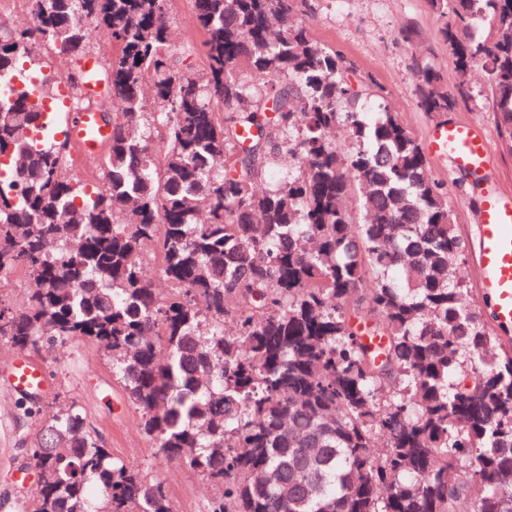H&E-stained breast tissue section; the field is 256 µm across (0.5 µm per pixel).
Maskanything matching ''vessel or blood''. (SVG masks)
Wrapping results in <instances>:
<instances>
[{
	"mask_svg": "<svg viewBox=\"0 0 512 512\" xmlns=\"http://www.w3.org/2000/svg\"><path fill=\"white\" fill-rule=\"evenodd\" d=\"M64 121L84 157L98 154V144L110 131L102 127L96 114L65 115ZM427 151L434 157L448 158L451 165L466 172L482 187L479 211L480 288L495 300L494 318L505 329H512V195L502 193L489 174L491 145L476 125L450 121L430 133ZM0 378L15 392L45 393L51 386L46 368L26 354L15 355L0 367Z\"/></svg>",
	"mask_w": 512,
	"mask_h": 512,
	"instance_id": "obj_1",
	"label": "vessel or blood"
}]
</instances>
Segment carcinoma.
Segmentation results:
<instances>
[{"label":"carcinoma","instance_id":"obj_1","mask_svg":"<svg viewBox=\"0 0 512 512\" xmlns=\"http://www.w3.org/2000/svg\"><path fill=\"white\" fill-rule=\"evenodd\" d=\"M25 2L29 25L0 19V78L42 82L0 97V278L33 288L0 302V338L97 345L155 452L214 486L209 512H512V341L457 277L448 188L297 0H191L199 45L173 39L169 0ZM431 4L460 82L423 68L419 105L444 114L479 66L512 147V0ZM96 29L114 52L90 99ZM51 61L67 111L112 114L91 191L47 109ZM19 404L38 476L23 512H175L75 404Z\"/></svg>","mask_w":512,"mask_h":512}]
</instances>
